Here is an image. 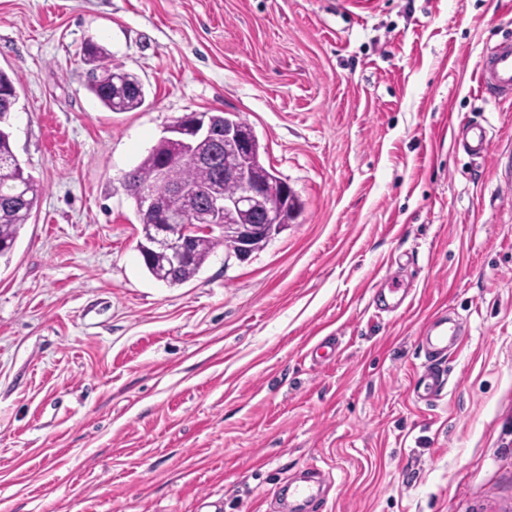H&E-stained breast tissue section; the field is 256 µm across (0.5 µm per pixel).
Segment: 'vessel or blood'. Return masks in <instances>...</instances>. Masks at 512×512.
Wrapping results in <instances>:
<instances>
[{
  "label": "vessel or blood",
  "instance_id": "b4317fda",
  "mask_svg": "<svg viewBox=\"0 0 512 512\" xmlns=\"http://www.w3.org/2000/svg\"><path fill=\"white\" fill-rule=\"evenodd\" d=\"M480 92L494 98L512 99V40L490 47L479 68ZM455 146L463 148L472 156L481 158L488 152L487 128L470 122L453 132ZM464 325L460 320L445 316L429 319L420 329L419 344L424 353L421 364L420 384L424 396L441 395L447 382L446 360L459 345ZM309 479L292 482L294 496L303 502L320 497L322 487L332 485L333 478L316 466H309Z\"/></svg>",
  "mask_w": 512,
  "mask_h": 512
}]
</instances>
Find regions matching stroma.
Here are the masks:
<instances>
[{
  "instance_id": "35a3bbf8",
  "label": "stroma",
  "mask_w": 512,
  "mask_h": 512,
  "mask_svg": "<svg viewBox=\"0 0 512 512\" xmlns=\"http://www.w3.org/2000/svg\"><path fill=\"white\" fill-rule=\"evenodd\" d=\"M512 0H0L12 148L42 188L0 259V512H512V100L477 86ZM146 102L88 91L87 42ZM234 112L301 212L247 260L147 272L122 181ZM489 126L485 158L449 119ZM410 284L375 308L371 280ZM468 336L417 397L422 323ZM325 331L331 355H309ZM311 474V479L302 481H288V487L292 488L294 496L303 502L310 503L321 496V487L332 485L333 477L325 473L313 464L306 467ZM313 479V480H312Z\"/></svg>"
}]
</instances>
